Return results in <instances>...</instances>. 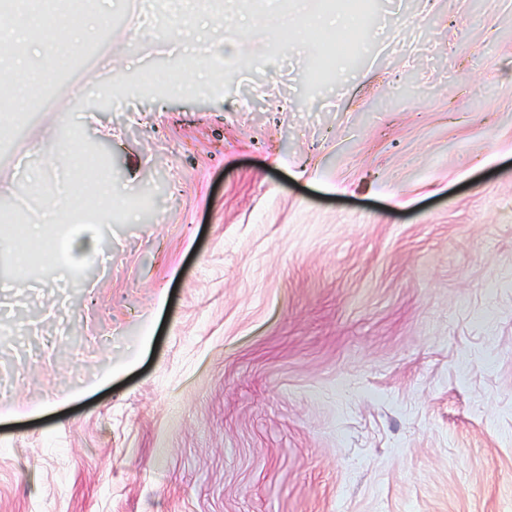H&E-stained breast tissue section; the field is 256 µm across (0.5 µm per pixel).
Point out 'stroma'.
<instances>
[{
    "instance_id": "35a3bbf8",
    "label": "stroma",
    "mask_w": 512,
    "mask_h": 512,
    "mask_svg": "<svg viewBox=\"0 0 512 512\" xmlns=\"http://www.w3.org/2000/svg\"><path fill=\"white\" fill-rule=\"evenodd\" d=\"M120 5L43 62L70 110L18 98L0 137L19 223L34 168L91 193L49 129L108 142L115 189L66 226L97 248L18 240L22 290L0 256V512H512V0H373L319 82L312 29L260 63L319 0Z\"/></svg>"
}]
</instances>
